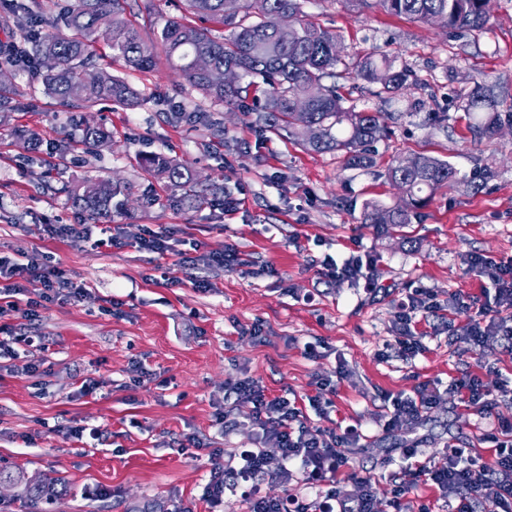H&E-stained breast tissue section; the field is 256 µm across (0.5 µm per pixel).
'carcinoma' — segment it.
Returning <instances> with one entry per match:
<instances>
[{
  "mask_svg": "<svg viewBox=\"0 0 512 512\" xmlns=\"http://www.w3.org/2000/svg\"><path fill=\"white\" fill-rule=\"evenodd\" d=\"M186 2L190 13L223 25L229 34L216 36L206 27L169 19L147 42L126 16L128 0H75L56 17L40 18L39 24L45 29L31 33L19 47V56L39 66L46 94L66 106L88 109L103 101L134 106L139 92L95 64V33L99 20L105 17L111 29L112 55L129 68L151 70L163 57L203 98L254 112L263 128L290 130L306 123L313 125L317 134L304 140L307 149L340 152L352 167L373 165L375 145L386 136L385 121L390 116L346 106L336 86L325 84L344 64L336 55L337 36L307 20L299 0H243L234 15L224 13V0ZM376 2L383 11L414 21L428 22L439 15L455 30H478L489 20L484 0ZM199 57L216 69L236 68L240 80L234 85L213 83L196 67ZM357 73L369 83L380 84L378 96L399 92L410 77L407 68H398L394 60L373 54L359 59ZM20 97L19 90L0 84V107H17ZM497 97L493 85H479L467 95L464 111L472 119L469 131L478 144L493 139L503 126H512V113L497 110ZM414 157L413 168L402 167L398 159L386 172L388 181L403 193V204L383 212L387 216L383 223L378 221L383 213L373 205L365 213V222L382 229L389 224H409L411 208L456 179L457 172L448 161L423 153ZM141 164L191 206L204 205L209 197L224 193V188L213 184L196 189L188 169L165 155H149ZM129 194L130 187L123 182L105 186L91 183L73 192L72 199L76 207L96 220L114 208L124 209ZM0 482L24 485L31 512H47L45 506L61 495L55 486L23 473L0 469Z\"/></svg>",
  "mask_w": 512,
  "mask_h": 512,
  "instance_id": "cac0c4a2",
  "label": "carcinoma"
}]
</instances>
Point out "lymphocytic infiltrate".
I'll return each mask as SVG.
<instances>
[{
	"label": "lymphocytic infiltrate",
	"mask_w": 512,
	"mask_h": 512,
	"mask_svg": "<svg viewBox=\"0 0 512 512\" xmlns=\"http://www.w3.org/2000/svg\"><path fill=\"white\" fill-rule=\"evenodd\" d=\"M179 239L173 233L147 231L135 245L159 255H179L181 268L195 271V284H205L204 272L218 265L228 270L242 264L238 251L180 255ZM469 266L494 289L493 301L480 309L459 295L447 303L434 301L421 289L409 292L399 303L394 343L377 354L387 360L390 354L409 359L421 353L424 345L416 332L415 317L423 313L447 327L449 340L465 344L476 352L490 345L512 354V257L495 259L482 254L471 256ZM89 294L85 284L73 281L57 267L41 262L25 252L18 257H0V297L9 299L21 319L34 321L40 308L55 301H80ZM466 315L465 324L446 320V313ZM449 387L459 394L465 408L477 415L492 413L500 399L512 396V376L501 378L496 388H488L477 375L466 372L451 380ZM225 399L247 401L253 410L251 425L261 432V445L245 448L222 457L210 456L209 482L205 497L214 503L225 496L238 498L248 512H379L371 476L352 471L350 453L361 448L366 436L361 429L348 426L341 431L308 425L302 408L287 398L268 395L259 381L237 377L224 386ZM440 398L437 385L421 384L415 396L398 397L385 424L387 431L401 435L399 454L408 463V478L399 482L386 502V512H404L403 500L417 482L435 486L445 499L456 500V512H496L512 502V423L502 422L489 435L495 447L494 464L452 448L441 456L423 459V438L415 430L424 412ZM303 477L314 491L313 499L293 495L270 498L264 495L266 482L287 485ZM354 492H344V484Z\"/></svg>",
	"instance_id": "lymphocytic-infiltrate-1"
}]
</instances>
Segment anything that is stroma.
I'll return each mask as SVG.
<instances>
[{
  "mask_svg": "<svg viewBox=\"0 0 512 512\" xmlns=\"http://www.w3.org/2000/svg\"><path fill=\"white\" fill-rule=\"evenodd\" d=\"M35 1L50 14L66 2L22 0V9H0V45L23 41L25 7ZM300 3L340 40L345 64L335 83L346 104L396 115L377 144L373 167L350 168L342 155L306 150L285 131L261 130L253 114L203 99L167 62L150 72L127 68L102 40L99 68L137 89L141 105L70 109L44 93L36 71L7 70V82L23 98L17 109L0 110V256L19 250L39 255L91 291L81 301L47 304L28 325L9 307L0 308V326L20 327L38 339L15 345V357H0V468L66 483L51 512H133L146 503L163 512L178 506L246 512L236 498L216 507L203 496L210 454L227 456L259 439V429L245 424L224 435L214 425L224 383L236 376L259 380L273 396H311L315 381L345 361L349 377L338 383L331 407L312 414L311 422L326 429L360 425L375 447L391 397L438 383L444 392L422 428L428 458L452 446L492 462L484 436L498 421L512 422V403L502 402L492 418L482 419L447 389L468 371L491 386L498 372L512 373V356L501 348L462 351L422 320L416 325L426 335L421 354L386 362L377 357L393 342L397 304L411 289H428L442 301L451 294L483 299L490 285L469 268L470 255L512 256V128L474 143L463 110L476 85L493 84L499 111L512 112V0H490L487 26L463 33L387 14L370 0ZM372 52L412 70L398 94L377 97L373 84L357 77V61ZM417 101L423 110L415 114ZM170 112L210 113L223 134L215 136L205 123L167 120ZM430 112L449 114L447 130L427 121ZM88 125L108 134L90 154L78 145ZM416 152L448 160L457 181L411 223L380 232L364 222L365 205L400 203L386 169ZM154 153L176 159L202 184H223L241 206L229 215L222 197L201 208L176 195L145 203L144 192L161 182L139 159ZM484 167L495 175L472 191L468 180ZM91 180L127 183V209L92 222L88 241L50 236L47 225L87 221L68 190ZM117 229L127 247L107 246ZM149 230L174 233L190 256L235 247L246 264L212 269L208 287H196L174 256L133 248ZM353 255L373 260L376 291L361 280L323 279L325 257L341 262ZM107 299L120 302L119 313L102 311ZM257 323L266 342L248 334ZM316 341L329 346L326 358L305 356V343ZM136 359L145 361L152 379L135 382ZM28 363L39 365L41 375L22 374ZM86 378L101 387L83 396ZM76 425L99 428L102 436L75 438L69 429ZM190 437L197 446L185 447Z\"/></svg>",
  "mask_w": 512,
  "mask_h": 512,
  "instance_id": "1",
  "label": "stroma"
}]
</instances>
